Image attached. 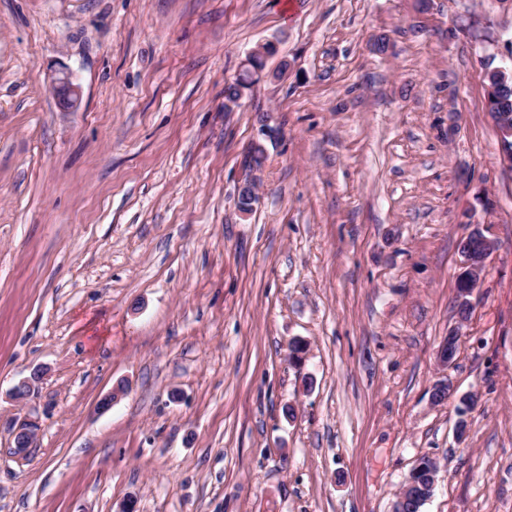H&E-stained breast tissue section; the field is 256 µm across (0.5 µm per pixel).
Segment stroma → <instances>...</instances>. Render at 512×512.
<instances>
[{
    "label": "stroma",
    "instance_id": "stroma-1",
    "mask_svg": "<svg viewBox=\"0 0 512 512\" xmlns=\"http://www.w3.org/2000/svg\"><path fill=\"white\" fill-rule=\"evenodd\" d=\"M503 67L512 0H0V512H391L423 456L421 512H512ZM53 87L61 104L67 109L77 107L80 101V91L66 72L59 73L53 79ZM481 241V246L475 250L461 252V266L458 279L461 280L462 295L468 297V304H472L471 297L480 288L487 263L496 249V244L481 230H474Z\"/></svg>",
    "mask_w": 512,
    "mask_h": 512
}]
</instances>
